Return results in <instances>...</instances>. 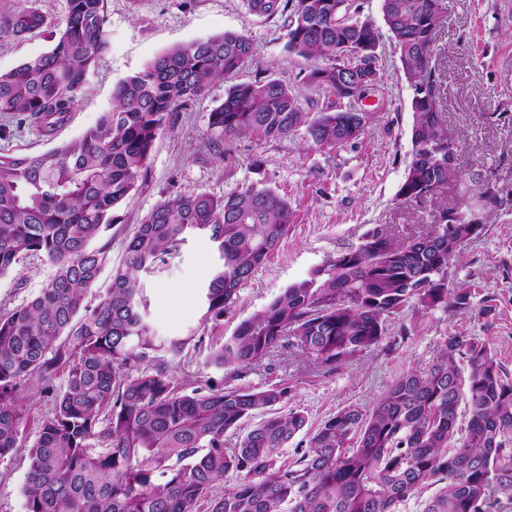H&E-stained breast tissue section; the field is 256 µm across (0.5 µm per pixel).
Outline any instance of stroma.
<instances>
[{
  "label": "stroma",
  "mask_w": 512,
  "mask_h": 512,
  "mask_svg": "<svg viewBox=\"0 0 512 512\" xmlns=\"http://www.w3.org/2000/svg\"><path fill=\"white\" fill-rule=\"evenodd\" d=\"M443 5L435 64L448 130L466 166L500 179L512 190V0H443ZM37 7L47 20L46 29L0 40L1 71L51 48L50 33L62 27L67 0H37ZM351 15L371 22L380 33L378 82L361 103L376 118L358 139L330 149L314 146L302 128L281 140L255 134L228 139L210 123L211 112L223 104L229 86L258 79L277 78L298 88L307 111L335 105L334 96L307 84L305 76L314 62L289 52L284 16L256 14L247 0H107L109 48L90 70L68 123L51 138L31 127L14 132L0 139V152L36 154L81 136L111 108L118 83L174 47L235 32L251 39L254 57L235 74L212 80L203 96L171 115L134 195L115 210L111 228L102 234L110 243L108 258L86 294L87 303H96L108 288L136 225L177 193L222 197L257 184L286 197L292 208L287 237L225 312L227 336L289 285L358 245L368 230L393 225L417 229L426 224L429 210L454 209L463 205L465 196H477V187L452 179L425 207L398 199L410 160L412 92L383 19L381 0H354ZM480 220L481 234L465 242L448 263V285L469 291L468 308L407 307L388 319L387 341L347 357L330 372L298 357L271 370L255 367L236 373L211 363V327L202 322L200 305V286L213 263L206 238L189 237L166 264L141 275L140 286L156 335L191 339L170 368L182 388L189 391L203 382L262 390L285 382L292 388L290 406L306 411L315 427L344 407L370 406L404 372L429 367L450 335L489 343L512 375V205L482 210ZM53 274V266L42 256H25L0 276V311L38 295ZM26 403L21 447L0 460V512H26L27 449L37 437L41 416L51 408L52 396L32 388Z\"/></svg>",
  "instance_id": "1"
}]
</instances>
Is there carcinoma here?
Wrapping results in <instances>:
<instances>
[{"mask_svg":"<svg viewBox=\"0 0 512 512\" xmlns=\"http://www.w3.org/2000/svg\"><path fill=\"white\" fill-rule=\"evenodd\" d=\"M350 2L248 0L255 13L288 15L290 52L334 61L306 79L334 95L336 107L306 112L280 80L242 82L210 113L212 126L229 138L270 140L303 126L317 147L363 134L366 116L351 111L337 66L378 72L379 33L350 18ZM443 10L442 0H382L412 90L411 160L397 197L417 205L452 177L481 186L475 172L464 173L458 143L448 141L441 82L430 64ZM105 23V0H68L52 49L0 72V114L53 134L108 50ZM46 24L36 0H0V40ZM253 54L251 40L232 32L175 47L119 84L112 108L81 137L39 154L0 153V275L29 254L54 266L38 296L0 313V459L17 451L27 423L21 391L65 374L28 449L26 512H199L203 503L208 512H397L433 485L422 512H501L512 504V379L486 342L447 337L432 365L403 373L372 407L347 406L312 431L304 411H281L285 383L179 390L166 358L181 356L193 337L156 336L139 275L189 236L206 238L215 262L201 291L202 321L222 328L239 288L288 235L290 204L275 191L252 184L222 198L161 201L128 239L105 293L85 303L109 251L107 242L90 244L132 197L169 114ZM480 232L463 220L448 225L446 210L420 236L371 229L232 336L218 334L209 358L239 371L302 356L332 370L379 346L387 319L412 303L464 309L470 293L448 287V261ZM463 399L470 417L461 428ZM258 412L269 418L241 432ZM228 432L237 434L232 448L224 447ZM301 434L305 448L284 463L283 451ZM227 473L236 485L219 492Z\"/></svg>","mask_w":512,"mask_h":512,"instance_id":"cac0c4a2","label":"carcinoma"}]
</instances>
